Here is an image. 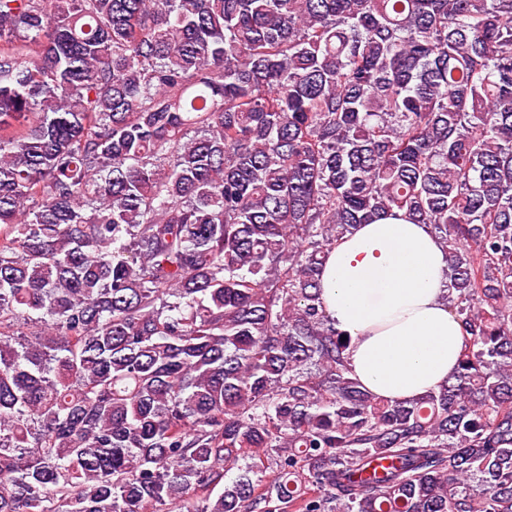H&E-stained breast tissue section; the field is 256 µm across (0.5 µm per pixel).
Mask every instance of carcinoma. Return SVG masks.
<instances>
[{
  "mask_svg": "<svg viewBox=\"0 0 512 512\" xmlns=\"http://www.w3.org/2000/svg\"><path fill=\"white\" fill-rule=\"evenodd\" d=\"M382 218L468 337L406 402L321 297ZM0 512H512V0H0Z\"/></svg>",
  "mask_w": 512,
  "mask_h": 512,
  "instance_id": "carcinoma-1",
  "label": "carcinoma"
}]
</instances>
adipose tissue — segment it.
I'll return each instance as SVG.
<instances>
[{
  "mask_svg": "<svg viewBox=\"0 0 512 512\" xmlns=\"http://www.w3.org/2000/svg\"><path fill=\"white\" fill-rule=\"evenodd\" d=\"M447 266L429 225L392 218L358 225L329 250L322 299L366 391L414 399L455 373L466 334L445 299Z\"/></svg>",
  "mask_w": 512,
  "mask_h": 512,
  "instance_id": "obj_1",
  "label": "adipose tissue"
}]
</instances>
